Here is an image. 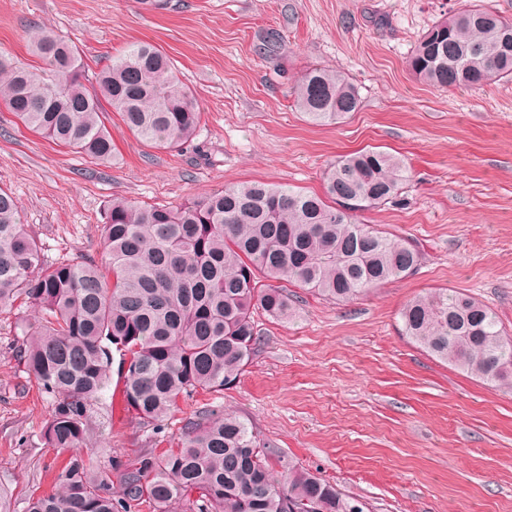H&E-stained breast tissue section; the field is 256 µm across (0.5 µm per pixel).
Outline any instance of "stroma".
Segmentation results:
<instances>
[{"label": "stroma", "mask_w": 512, "mask_h": 512, "mask_svg": "<svg viewBox=\"0 0 512 512\" xmlns=\"http://www.w3.org/2000/svg\"><path fill=\"white\" fill-rule=\"evenodd\" d=\"M462 0H0V52L38 67L37 31L65 37L95 89L108 58L153 43L194 94L193 141L162 150L117 113L105 124L116 162L94 164L28 129L0 104V189L17 200L42 265L101 259L116 197L178 205L250 181L322 192L340 155L377 147L410 178L396 203L362 223L408 238L423 260L411 276L348 303L302 294L281 323L256 315L259 340L239 381L200 393L155 430L128 413L112 377L87 421L83 448L99 472L143 449L176 447L183 420L211 404L248 419L274 460L292 461L368 512H512V390L435 360L402 336L399 312L433 288L471 295L512 335V78L440 90L406 66L420 37ZM325 66L357 87V112L308 121L289 91ZM23 303L0 309V488L13 512L51 492L66 459L43 432L52 409L19 360Z\"/></svg>", "instance_id": "stroma-1"}]
</instances>
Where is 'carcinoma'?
<instances>
[{"label":"carcinoma","mask_w":512,"mask_h":512,"mask_svg":"<svg viewBox=\"0 0 512 512\" xmlns=\"http://www.w3.org/2000/svg\"><path fill=\"white\" fill-rule=\"evenodd\" d=\"M44 66L0 55V102L25 125L97 163L115 157L103 112L156 148L193 140L201 112L170 58L140 42L84 86L78 50L50 33L33 41ZM407 68L437 88H479L512 77V21L470 6L421 37ZM309 121L330 124L358 110L343 74L312 68L291 89ZM324 194L252 182L178 206L112 199L103 225L105 259L41 267L14 197L0 189V309L20 300L39 315L23 328L19 358L53 398L48 448L70 452L55 491L27 512H365L360 500L295 465L274 469L266 443L232 411L198 408L181 443L144 449L112 490L85 444L90 405L101 398L119 353L127 410L156 429L182 398L221 392L249 363L258 341L253 309L297 316L299 296L279 282L332 301L412 275L421 252L409 239L356 221L397 202L408 169L396 156L362 150L323 175ZM402 330L431 356L486 383L512 388V336L496 313L458 291L420 295L401 310Z\"/></svg>","instance_id":"carcinoma-1"}]
</instances>
